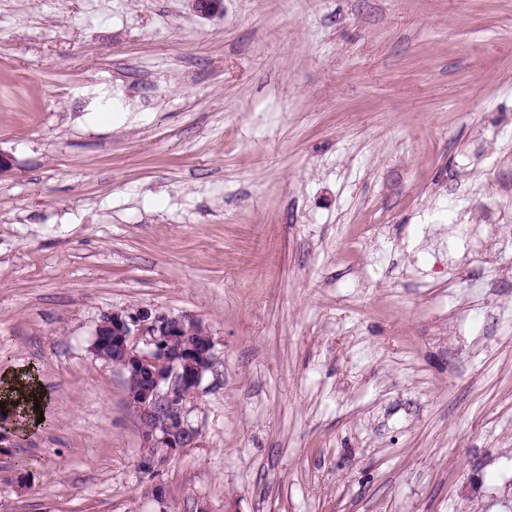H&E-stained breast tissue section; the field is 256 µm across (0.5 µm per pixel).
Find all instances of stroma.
Segmentation results:
<instances>
[{"instance_id":"stroma-1","label":"stroma","mask_w":512,"mask_h":512,"mask_svg":"<svg viewBox=\"0 0 512 512\" xmlns=\"http://www.w3.org/2000/svg\"><path fill=\"white\" fill-rule=\"evenodd\" d=\"M0 152V512H512V0H0ZM124 306L215 343L154 474ZM25 374H27V377L30 379L32 374L26 371H6L2 373L1 375V400L2 403L8 404L9 406H12L9 404V402L18 401L31 404L34 402H38L39 404V410H34V406L32 409V416L35 418V422H37V418L40 416V412H43V406L45 404L44 402V396L46 395V389L43 384V381L39 377V375L36 373V376H32L33 379H26ZM14 390H17V397L11 398L13 395L12 393ZM6 397V399L4 397ZM34 396L35 399H31V397ZM44 414V412H43Z\"/></svg>"}]
</instances>
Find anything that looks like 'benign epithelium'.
Instances as JSON below:
<instances>
[{
	"label": "benign epithelium",
	"mask_w": 512,
	"mask_h": 512,
	"mask_svg": "<svg viewBox=\"0 0 512 512\" xmlns=\"http://www.w3.org/2000/svg\"><path fill=\"white\" fill-rule=\"evenodd\" d=\"M195 334L211 336L201 320L148 306H132L102 313L93 348L112 347V366L146 381L127 396L139 419L142 438L148 444L178 454L197 444L199 428L189 421L190 408L179 401L188 389L201 393L206 369L215 363L214 342L201 354L183 342Z\"/></svg>",
	"instance_id": "obj_1"
}]
</instances>
